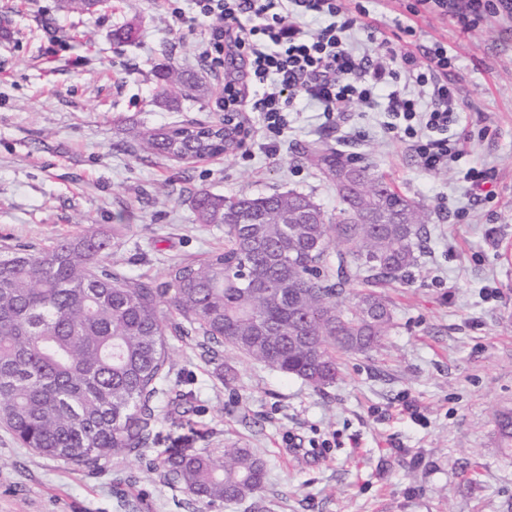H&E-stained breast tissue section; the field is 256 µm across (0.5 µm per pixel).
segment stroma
<instances>
[{
	"mask_svg": "<svg viewBox=\"0 0 512 512\" xmlns=\"http://www.w3.org/2000/svg\"><path fill=\"white\" fill-rule=\"evenodd\" d=\"M59 4L0 0V251L123 222L131 230L112 248L114 268L164 281L170 263L224 245L223 225L195 220L198 190H297L335 213V186L303 155L321 142L418 201L428 238L387 291L394 326L382 346L341 356L322 391L171 335L166 391L153 401L159 439L142 456L86 476L19 447L0 425V512H122L119 482L146 512H198L180 490L145 478L144 462L231 442L266 461V490L208 512H512V446L499 438L500 417L512 413V29L416 17L415 42L455 56L465 102L448 129L465 151L439 172L388 133L383 108L336 131L302 98L276 155L255 136L185 164L147 156L136 133L220 116L223 81L199 59L198 31L178 19L194 0H104L86 14ZM126 25L136 40L113 41ZM170 63L198 74L207 94L158 106L157 71ZM473 167L490 173L479 203L465 179ZM405 400L417 416L398 414Z\"/></svg>",
	"mask_w": 512,
	"mask_h": 512,
	"instance_id": "obj_1",
	"label": "stroma"
}]
</instances>
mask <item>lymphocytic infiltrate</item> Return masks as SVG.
<instances>
[{
    "label": "lymphocytic infiltrate",
    "mask_w": 512,
    "mask_h": 512,
    "mask_svg": "<svg viewBox=\"0 0 512 512\" xmlns=\"http://www.w3.org/2000/svg\"><path fill=\"white\" fill-rule=\"evenodd\" d=\"M195 6L187 22L199 30L198 56L224 71L218 100L224 122L246 139L254 134L251 112L260 113L268 154H277L286 112L300 97L338 128L349 112L385 107L390 130H402L425 171L462 154L463 144L448 137L463 100L451 78L455 58L443 45L397 48L385 38L375 55L357 54L350 33L363 20L343 0H195ZM407 11L449 15L467 29L488 17L512 20V0H411ZM310 16L324 21L314 34L304 27ZM387 78L430 88L429 103L397 89L382 91Z\"/></svg>",
    "instance_id": "lymphocytic-infiltrate-1"
}]
</instances>
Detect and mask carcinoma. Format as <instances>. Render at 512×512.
<instances>
[{
	"label": "carcinoma",
	"mask_w": 512,
	"mask_h": 512,
	"mask_svg": "<svg viewBox=\"0 0 512 512\" xmlns=\"http://www.w3.org/2000/svg\"><path fill=\"white\" fill-rule=\"evenodd\" d=\"M157 100L201 91L160 68ZM224 121L138 134L142 150L185 163L227 151ZM306 159L336 186V216L291 190L191 198L200 224L224 225V248L175 263L167 280L112 270V231L87 230L0 253V424L23 448L99 475L156 442L150 402L163 392L168 327L230 347L314 390L333 384L339 355L369 352L392 327L383 288L405 278L426 242L420 205L385 176L327 145ZM359 281L363 288H347ZM178 321L169 323L162 306ZM205 506L260 499L266 465L237 444L149 465Z\"/></svg>",
	"instance_id": "carcinoma-1"
}]
</instances>
